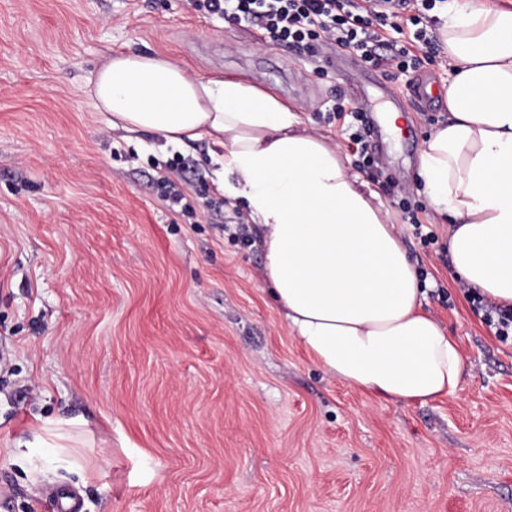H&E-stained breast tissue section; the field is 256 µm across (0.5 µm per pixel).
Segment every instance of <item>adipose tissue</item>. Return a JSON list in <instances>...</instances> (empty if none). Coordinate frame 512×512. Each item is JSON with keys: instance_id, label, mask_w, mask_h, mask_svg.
<instances>
[{"instance_id": "ef3b65f1", "label": "adipose tissue", "mask_w": 512, "mask_h": 512, "mask_svg": "<svg viewBox=\"0 0 512 512\" xmlns=\"http://www.w3.org/2000/svg\"><path fill=\"white\" fill-rule=\"evenodd\" d=\"M440 18L448 114L421 143L418 184L448 226L459 278L512 306V0H450ZM88 83L113 127L221 148L219 187L261 231V278L325 373L392 402L458 391L462 350L424 310L399 229L311 119L161 54H113Z\"/></svg>"}]
</instances>
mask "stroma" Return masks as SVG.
Wrapping results in <instances>:
<instances>
[{
    "instance_id": "stroma-1",
    "label": "stroma",
    "mask_w": 512,
    "mask_h": 512,
    "mask_svg": "<svg viewBox=\"0 0 512 512\" xmlns=\"http://www.w3.org/2000/svg\"><path fill=\"white\" fill-rule=\"evenodd\" d=\"M116 51L166 54L194 77L269 92L348 145L332 113L360 75L261 44L189 0H0V498L41 512L44 488L82 512H512V341L473 310L450 264L394 195L423 201L419 146L444 101L390 136L384 196L428 310L459 342V390L427 404L328 376L292 336L236 236L204 141L113 128L86 90ZM184 156L189 212L156 180ZM445 294H438V287ZM83 421L75 468L21 461L45 420Z\"/></svg>"
}]
</instances>
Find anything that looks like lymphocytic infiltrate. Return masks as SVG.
Instances as JSON below:
<instances>
[{
    "mask_svg": "<svg viewBox=\"0 0 512 512\" xmlns=\"http://www.w3.org/2000/svg\"><path fill=\"white\" fill-rule=\"evenodd\" d=\"M437 0H191L194 10L255 27L264 43L295 49L323 42L356 51L391 76L419 71L439 54L424 20Z\"/></svg>",
    "mask_w": 512,
    "mask_h": 512,
    "instance_id": "1",
    "label": "lymphocytic infiltrate"
}]
</instances>
